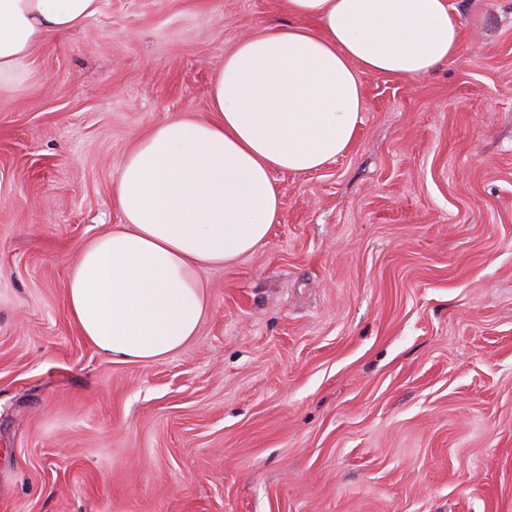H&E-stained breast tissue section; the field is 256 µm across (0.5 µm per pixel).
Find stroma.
I'll return each mask as SVG.
<instances>
[{
  "label": "stroma",
  "mask_w": 512,
  "mask_h": 512,
  "mask_svg": "<svg viewBox=\"0 0 512 512\" xmlns=\"http://www.w3.org/2000/svg\"><path fill=\"white\" fill-rule=\"evenodd\" d=\"M459 54L362 74L350 150L277 174L269 237L203 266L180 351L120 363L65 290L131 144L205 115L278 0H102L0 93V512H512V0Z\"/></svg>",
  "instance_id": "stroma-1"
}]
</instances>
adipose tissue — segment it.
I'll return each mask as SVG.
<instances>
[{"instance_id": "ef3b65f1", "label": "adipose tissue", "mask_w": 512, "mask_h": 512, "mask_svg": "<svg viewBox=\"0 0 512 512\" xmlns=\"http://www.w3.org/2000/svg\"><path fill=\"white\" fill-rule=\"evenodd\" d=\"M101 0H0V91L20 85L52 37ZM288 24L224 55L212 114L176 116L127 151L112 184L120 224L88 241L66 285L79 333L115 362H157L208 313L198 267L263 243L283 207L276 173L307 174L347 153L365 110L361 73L413 81L461 47L449 0H283Z\"/></svg>"}]
</instances>
